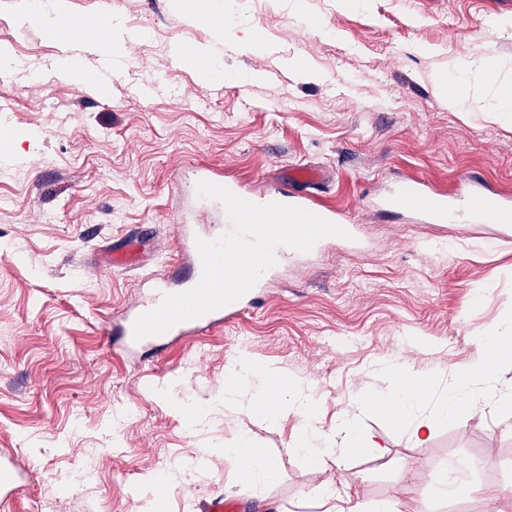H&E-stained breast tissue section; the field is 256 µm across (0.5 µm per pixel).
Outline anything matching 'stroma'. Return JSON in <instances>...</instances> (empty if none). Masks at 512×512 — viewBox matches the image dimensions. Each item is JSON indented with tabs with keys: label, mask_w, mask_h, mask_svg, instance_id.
Instances as JSON below:
<instances>
[{
	"label": "stroma",
	"mask_w": 512,
	"mask_h": 512,
	"mask_svg": "<svg viewBox=\"0 0 512 512\" xmlns=\"http://www.w3.org/2000/svg\"><path fill=\"white\" fill-rule=\"evenodd\" d=\"M212 2L65 0L84 22L120 19L130 37L117 69L102 49L56 43L22 18L20 0H0L12 62L0 78L12 103L0 112V451L29 472L0 512H142L145 482L183 457L202 466L167 487L162 512H204L216 492L244 498L246 512H324L327 480L400 512H512V435L497 409L473 408L418 446L358 408L390 392L394 363L431 374L440 395L479 338L512 316V238L377 204L400 175L449 192L475 173L512 194V115L481 88L487 64L512 82V0H221L239 33L262 30L255 51L215 39ZM180 43L210 47L220 75L177 60ZM440 76L465 86V111ZM196 164L255 193L290 165L328 168L325 200L359 225L361 248L284 261L235 323L115 357L110 324L155 280L190 275L175 227ZM115 247L139 266L110 267ZM240 359L310 389L324 425L357 409V432L385 455L362 449L318 472L288 448L297 416L272 426L252 409L262 375L225 403ZM194 409L203 418L191 429ZM244 433L274 483L254 487L220 454ZM451 461L466 464L470 488L435 499ZM73 464L95 475L92 488L53 481ZM483 486L501 498L486 501Z\"/></svg>",
	"instance_id": "1"
}]
</instances>
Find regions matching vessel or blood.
Segmentation results:
<instances>
[{
    "label": "vessel or blood",
    "instance_id": "vessel-or-blood-1",
    "mask_svg": "<svg viewBox=\"0 0 512 512\" xmlns=\"http://www.w3.org/2000/svg\"><path fill=\"white\" fill-rule=\"evenodd\" d=\"M325 180L326 174L323 169L295 164L289 166L285 173L274 176L266 191L254 196L253 201L257 204L279 202L297 206L335 224L346 226L349 233H356V225L347 224L343 212L320 202L319 194L324 189ZM380 205L387 210L411 211L426 224H454L464 220L490 225L495 236H512V197L486 189L473 179L466 180L459 192L447 194L433 192L423 180L408 178L391 190L381 200ZM187 211V220L176 227V236L182 250L192 258V276L181 285L185 291L194 287L201 277L202 266L196 248V238L213 240L217 237L216 232L201 225L199 219L205 215L223 213L224 207L219 201L194 194L190 197ZM271 279V274H264L239 300L201 317L178 323L163 333V340L172 341L182 336L208 332L236 321L256 307L260 294L267 288ZM171 291L172 287L167 280H159L154 295L124 317L120 328L122 351L128 352L139 347L140 342L133 334L137 316L157 307L163 295Z\"/></svg>",
    "mask_w": 512,
    "mask_h": 512
}]
</instances>
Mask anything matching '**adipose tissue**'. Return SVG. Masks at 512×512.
Wrapping results in <instances>:
<instances>
[{"label": "adipose tissue", "mask_w": 512, "mask_h": 512, "mask_svg": "<svg viewBox=\"0 0 512 512\" xmlns=\"http://www.w3.org/2000/svg\"><path fill=\"white\" fill-rule=\"evenodd\" d=\"M512 350V319L500 323L492 336L478 342L468 364L448 383V392L434 406L428 417L416 418L413 410L423 403L431 390L428 377L418 375L412 368L398 366L394 374V387L389 394L366 398L365 407L379 412L392 421L405 425L416 445H424L435 428L442 423L458 419L466 408L476 402L492 404L504 411L502 421L506 432H512V390L502 389L498 380L507 365L503 356ZM267 385L253 402L255 410L271 423H278L285 415L299 416L300 436H317L322 441L319 450L309 451L308 460L320 470L329 463L338 462L358 448L382 452L380 442L364 438L354 430L351 414L337 416L331 426H323L318 405L301 386L292 384L275 371H267ZM224 459L240 474L254 482L267 483L277 476L258 449L253 448L247 437L225 449Z\"/></svg>", "instance_id": "adipose-tissue-1"}]
</instances>
